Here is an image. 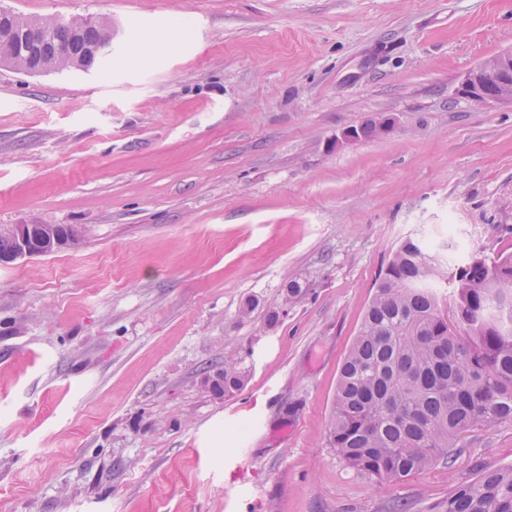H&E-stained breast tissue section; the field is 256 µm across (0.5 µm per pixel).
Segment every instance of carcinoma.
I'll list each match as a JSON object with an SVG mask.
<instances>
[{
    "label": "carcinoma",
    "mask_w": 512,
    "mask_h": 512,
    "mask_svg": "<svg viewBox=\"0 0 512 512\" xmlns=\"http://www.w3.org/2000/svg\"><path fill=\"white\" fill-rule=\"evenodd\" d=\"M85 43H112L106 19L60 21L0 15V63L30 71L43 59L57 70L100 60ZM448 265L419 238L404 240L380 276L341 364L329 442L349 468L398 481L451 459L459 435L512 420V252H479L448 289L459 320L448 333L437 288ZM247 372L232 358L214 392L241 389ZM440 512H512V467L484 471Z\"/></svg>",
    "instance_id": "carcinoma-1"
}]
</instances>
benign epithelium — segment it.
Listing matches in <instances>:
<instances>
[{"instance_id": "7a95c632", "label": "benign epithelium", "mask_w": 512, "mask_h": 512, "mask_svg": "<svg viewBox=\"0 0 512 512\" xmlns=\"http://www.w3.org/2000/svg\"><path fill=\"white\" fill-rule=\"evenodd\" d=\"M457 95L475 107L491 103L512 105V48L485 59L467 71L457 87ZM4 233L16 241L17 249L9 257L0 255V265L51 253L79 237L77 229L57 224L0 226V234Z\"/></svg>"}]
</instances>
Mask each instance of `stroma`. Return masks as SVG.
I'll use <instances>...</instances> for the list:
<instances>
[{
	"label": "stroma",
	"mask_w": 512,
	"mask_h": 512,
	"mask_svg": "<svg viewBox=\"0 0 512 512\" xmlns=\"http://www.w3.org/2000/svg\"><path fill=\"white\" fill-rule=\"evenodd\" d=\"M0 6L112 21L106 67L0 65V225L83 231L0 266V512H436L512 466V421L397 482L328 442L400 242L512 252V106L456 94L512 48V0ZM228 357L224 398L201 381ZM247 379V372L232 358H225L224 370L217 372V379L212 385L214 392L230 395L241 389ZM222 382V384H221Z\"/></svg>",
	"instance_id": "1"
}]
</instances>
